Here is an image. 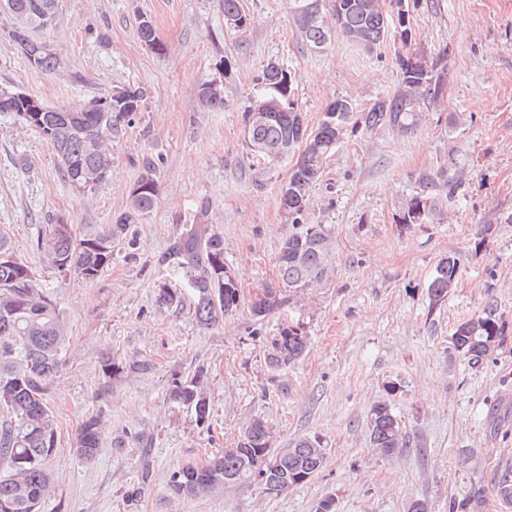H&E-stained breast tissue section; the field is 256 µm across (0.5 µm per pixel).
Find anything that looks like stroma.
I'll list each match as a JSON object with an SVG mask.
<instances>
[{"label":"stroma","mask_w":512,"mask_h":512,"mask_svg":"<svg viewBox=\"0 0 512 512\" xmlns=\"http://www.w3.org/2000/svg\"><path fill=\"white\" fill-rule=\"evenodd\" d=\"M239 6L249 20L240 29L226 24L222 0H59L46 31L61 60L54 73L30 65L0 31V85L48 106H76L117 86L146 91L141 112L109 145L108 183L82 196L63 182L40 134L0 112V230L58 301L67 328L48 396L57 448L42 512H318L328 498L336 512H408L418 500L430 512H512L496 496L499 477L512 475V0H409L417 47L448 54L444 95L422 106L414 133L348 129L310 191L306 216L330 239L335 274L264 317L251 306L277 285L280 244L293 226L278 203L290 161L257 163L244 143L262 71L271 62L288 67L312 128L335 99L360 111L393 95L399 44L390 39L369 53L337 35L313 52L288 0ZM144 16L162 51L140 41ZM216 77L220 112L196 97ZM149 170L157 202L130 225L97 280L41 263L36 239L46 225L64 222L79 234L112 223ZM416 197L433 212L403 224ZM203 205L241 296L209 328L190 308L155 302L159 283L187 282L161 257ZM446 257L458 263L457 284L434 303L428 285ZM491 301L504 331L492 357L472 368L451 336ZM285 322L309 343L274 370L266 356ZM106 354L121 367L115 376L102 371ZM139 362L148 370H136ZM199 368L211 408L203 425L168 401L174 380ZM383 402L400 417L409 451L371 448L367 417ZM92 416L102 436L87 462L74 448ZM258 417L273 447L315 439L324 468L278 496L253 485L173 491L175 471L235 447Z\"/></svg>","instance_id":"obj_1"}]
</instances>
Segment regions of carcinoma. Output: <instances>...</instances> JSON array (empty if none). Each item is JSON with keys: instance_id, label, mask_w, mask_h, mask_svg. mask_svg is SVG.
I'll return each mask as SVG.
<instances>
[{"instance_id": "1", "label": "carcinoma", "mask_w": 512, "mask_h": 512, "mask_svg": "<svg viewBox=\"0 0 512 512\" xmlns=\"http://www.w3.org/2000/svg\"><path fill=\"white\" fill-rule=\"evenodd\" d=\"M329 2L334 25L326 20L308 19L311 6L323 9ZM9 11H0L7 23L10 40L20 47L26 59L39 58L37 68L54 73L59 58L53 45L43 36V21L39 19L37 4L46 0H8ZM289 10L302 42L313 48L330 41L333 33L340 34L352 45L365 51L385 43L388 38L400 40L401 51L396 61L400 83L393 95L376 100L370 107L354 112L349 100L338 98L327 107L326 115L316 128L309 130L302 122V113L295 104L293 79L287 68L268 64L260 77L263 89L252 103H261L269 119L253 126L244 134L248 154L256 157L260 147H272L282 140L297 143L298 156L289 168L283 185L287 195L279 196V205L294 231L282 241L279 252V283L293 291H306L327 283L334 273L332 261L324 260L325 246L330 244L321 229L304 224L310 202V189L324 171L326 161L340 143L339 125L354 124L365 129L383 126L401 133H411L417 127L420 105L438 99L445 82L447 54L428 56L412 47V28L406 24L402 11L397 19L384 9L378 0H289ZM224 18L235 19V27L247 26V18L239 8V0H223ZM32 16L29 26L17 31L14 16ZM207 83L198 86L201 105L211 111L224 110V94L207 92ZM144 91L124 87L112 99L110 112H83L78 122L68 120L72 108L46 107L42 123L33 126L52 146L58 171L66 183L72 185L74 170H94L97 183L80 190L84 194L109 180L112 156L107 144L118 136L123 127L132 124L141 111ZM336 114V118L329 114ZM98 143V151L86 149L87 139ZM141 193L130 196L127 210L111 224H94L77 235L63 230L61 224H50L36 241L42 262L60 273L74 272L89 282L95 281L112 263L116 243L123 240L129 225L152 210L158 195V182L146 175L138 181ZM424 197H415L407 205L401 220L404 224L423 221L421 213H430ZM305 256V265L296 263L297 254ZM161 261L171 262L189 274L190 305L198 322L214 326L224 316L237 309L240 293L237 283L224 265V238L211 224L201 219L187 224L171 240ZM458 267L448 257L440 261L436 274L428 286L433 303L442 301L455 287ZM32 268L19 259L8 241L7 233L0 232V512H41L48 485L46 461L57 445L54 419L47 406L53 378L62 363L65 341V323L58 304L36 288ZM181 290L168 283L156 287L155 301L166 308L183 305ZM503 327L494 308L461 322L451 336L453 349L476 367L484 364L499 346ZM308 338L293 325H282L271 341L270 363L279 368L300 358ZM204 372L198 370L175 380L169 401L175 408L194 409L197 423H206L210 403L205 395ZM371 448L381 455H393L408 448L401 420L386 403L374 405L367 423ZM271 431L265 421L253 420L241 434L236 447L226 448L203 466H186L174 473L173 487L182 494L208 493L226 484H251L243 465L268 469L279 461L275 479L288 476L299 485L306 476L318 473L326 464V455L313 454L315 442L299 438L290 444L292 451L283 455L269 447ZM101 442V422L88 418L80 428L76 453L91 460Z\"/></svg>"}]
</instances>
